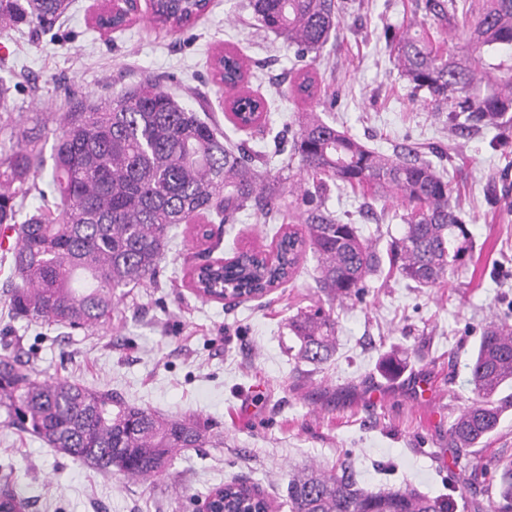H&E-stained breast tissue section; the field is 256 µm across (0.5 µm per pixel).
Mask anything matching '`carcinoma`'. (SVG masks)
<instances>
[{
  "instance_id": "1",
  "label": "carcinoma",
  "mask_w": 512,
  "mask_h": 512,
  "mask_svg": "<svg viewBox=\"0 0 512 512\" xmlns=\"http://www.w3.org/2000/svg\"><path fill=\"white\" fill-rule=\"evenodd\" d=\"M203 0H155V22L171 32L188 25ZM253 18L305 58L318 51L342 15L335 0H250ZM69 0H0V24H25L37 31L51 26ZM439 21L463 18L468 0H426ZM473 50L463 58L447 53L420 26L390 45L394 65L412 88L448 105L455 130L491 125L512 128V0H482L467 24ZM229 99V121L238 129L266 123L267 106L239 90L245 80L242 57L228 50L220 61ZM291 92L302 102L319 96L308 70L298 73ZM48 190L53 205L23 212L45 167L41 136L23 135L0 145V226L16 233L10 249V306L20 318L51 326L91 329L109 323L127 289L152 288L160 262L179 224H197L205 215L225 224L251 207L261 216L279 212L280 184L244 146L231 148L224 135L182 106L171 94L146 82L109 100L85 99L62 116ZM292 155L303 178L299 214L303 233L278 236L276 258L259 260L237 252L233 260L198 275V288L255 296L292 277L307 252L317 261V285L344 301L359 296L378 274L382 256L354 224L322 207L330 185L360 190L376 200L401 201L403 231L386 248L389 269L418 287H436L466 265L473 235L452 203L453 188L431 162L405 149L376 151L314 110L299 117ZM300 342L298 357L313 364L329 359L336 319L318 306L291 322ZM474 399L452 421L448 434L456 448H474L494 433L502 415L496 399L512 386V325L492 321L482 331L469 364ZM0 407L9 421L47 445L93 467L130 478L165 471L180 449L200 448L205 426L187 417H162L122 404L108 392L67 380L39 381L18 360L0 358ZM487 512H512V456L490 461ZM211 510L262 512L264 499L232 481L205 496ZM289 512H452L449 498L413 488L370 489L359 484L342 461L327 470H303L288 481Z\"/></svg>"
}]
</instances>
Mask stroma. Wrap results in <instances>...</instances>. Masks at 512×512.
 <instances>
[{"label": "stroma", "instance_id": "1", "mask_svg": "<svg viewBox=\"0 0 512 512\" xmlns=\"http://www.w3.org/2000/svg\"><path fill=\"white\" fill-rule=\"evenodd\" d=\"M343 22L312 62L321 99H294L303 63L283 39L257 27L248 0H210L184 32L170 36L146 15L111 33L93 28L95 0H71L53 29L0 30V81L10 88L0 109V143L36 130L46 146L60 116L77 100H104L150 78L235 144L253 146L256 131L234 129L213 53L238 47L248 57L247 89L267 100L272 129L292 137L303 107L390 154L418 148L443 165L453 200L474 234L471 261L438 288L398 275L371 277L362 299L329 302L306 255L294 277L259 299L227 304L198 296L184 276L201 251L189 226L173 229L155 288H138L108 325L86 332L14 318L4 286L16 235L0 238V357H19L39 380L69 379L162 416L191 415L209 426L210 443L179 454L167 471L130 480L108 474L9 425L0 408V479L25 488L27 512H199L205 494L232 480L256 486L274 512H288V481L304 465L348 460L361 485H408L429 496L460 488L456 512H486L491 453L512 454V391L497 430L461 453L448 427L471 401L468 365L484 325L512 320V138L482 127L451 130L425 96L413 95L394 67L386 37L422 22L425 0H343ZM327 208L362 234H399L400 199L374 200L332 190ZM296 219H267L254 209L212 224L211 258L240 249H272L274 234ZM333 305L337 348L325 365L295 359L288 321L315 305ZM434 380L419 396L414 380ZM380 389L382 402L367 395ZM446 461L434 459V452Z\"/></svg>", "mask_w": 512, "mask_h": 512}]
</instances>
